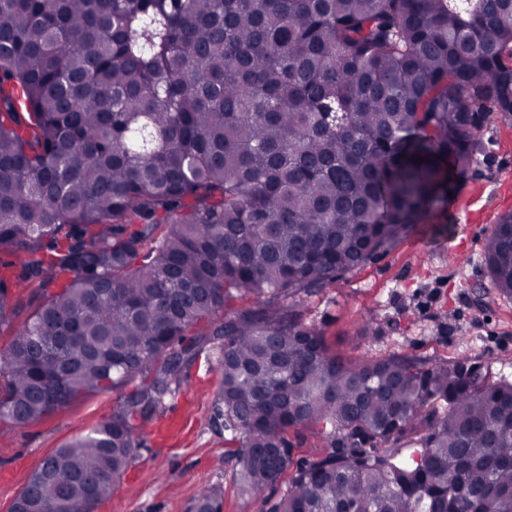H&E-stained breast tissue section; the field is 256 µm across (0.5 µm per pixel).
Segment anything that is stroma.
<instances>
[{"mask_svg": "<svg viewBox=\"0 0 512 512\" xmlns=\"http://www.w3.org/2000/svg\"><path fill=\"white\" fill-rule=\"evenodd\" d=\"M481 150L451 195L396 245L336 285L298 303L351 360L411 355L427 365L467 359L512 377V299L496 294L484 261L498 219L512 213V117L488 114ZM219 380L205 360L187 371L165 414L142 428L143 446L112 497L93 512H196L204 486L224 488L222 512H264L240 492L236 445L210 424ZM112 392L87 395L39 421L0 426V512H11L41 460L112 412Z\"/></svg>", "mask_w": 512, "mask_h": 512, "instance_id": "35a3bbf8", "label": "stroma"}]
</instances>
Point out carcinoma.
Instances as JSON below:
<instances>
[{
  "label": "carcinoma",
  "mask_w": 512,
  "mask_h": 512,
  "mask_svg": "<svg viewBox=\"0 0 512 512\" xmlns=\"http://www.w3.org/2000/svg\"><path fill=\"white\" fill-rule=\"evenodd\" d=\"M486 100L512 116V0H0V423L117 393L13 512L110 498L206 351L241 490L294 470L270 512H512L511 380L350 361L296 310L466 177ZM484 259L511 299L512 214ZM292 443V458L294 463H305L317 460L325 451V440L319 427L303 429L299 433L288 432Z\"/></svg>",
  "instance_id": "cac0c4a2"
}]
</instances>
